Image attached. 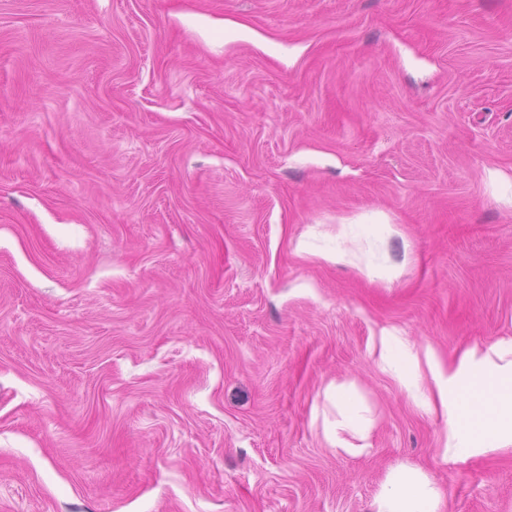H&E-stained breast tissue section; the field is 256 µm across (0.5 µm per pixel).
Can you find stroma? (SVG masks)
<instances>
[{"instance_id":"obj_1","label":"stroma","mask_w":512,"mask_h":512,"mask_svg":"<svg viewBox=\"0 0 512 512\" xmlns=\"http://www.w3.org/2000/svg\"><path fill=\"white\" fill-rule=\"evenodd\" d=\"M343 224L390 279L301 252ZM387 330L512 336V0H0V512H372L400 461L512 512ZM336 405V421L324 425V435L331 448L350 457L368 451L369 439L374 429L370 410L352 384H336L331 394Z\"/></svg>"}]
</instances>
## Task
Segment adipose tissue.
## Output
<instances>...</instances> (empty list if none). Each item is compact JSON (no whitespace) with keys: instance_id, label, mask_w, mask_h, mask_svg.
Instances as JSON below:
<instances>
[{"instance_id":"obj_1","label":"adipose tissue","mask_w":512,"mask_h":512,"mask_svg":"<svg viewBox=\"0 0 512 512\" xmlns=\"http://www.w3.org/2000/svg\"><path fill=\"white\" fill-rule=\"evenodd\" d=\"M378 363L421 411L444 417V462L512 451V336L468 347L447 362L393 331L379 338ZM426 375L433 382L429 392L421 388ZM331 401L336 419L324 426L327 442L339 453L363 455L374 429L365 400L353 385L340 383ZM372 507L374 512H446V494L422 468L401 462L387 471Z\"/></svg>"}]
</instances>
